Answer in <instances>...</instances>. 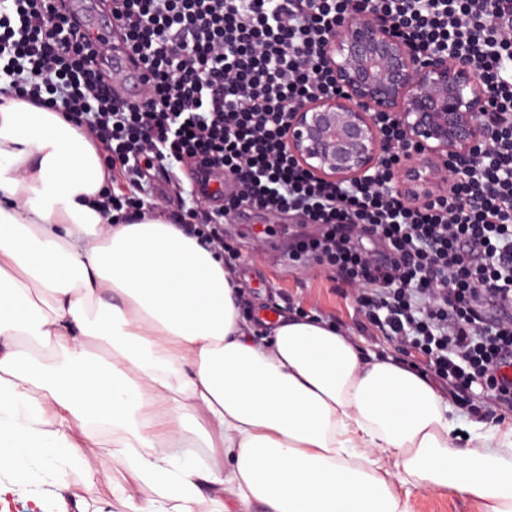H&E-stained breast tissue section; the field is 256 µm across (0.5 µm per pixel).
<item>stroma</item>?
I'll return each instance as SVG.
<instances>
[{
    "mask_svg": "<svg viewBox=\"0 0 512 512\" xmlns=\"http://www.w3.org/2000/svg\"><path fill=\"white\" fill-rule=\"evenodd\" d=\"M303 222V216L294 212L248 213L225 221L224 232L236 241L240 251L234 268L244 290L243 314L267 307L282 313L317 315L349 330L365 354L397 357V350L379 333L360 331L364 317L334 274L318 266L299 271L287 264V232L299 229ZM69 440L77 455L91 460L95 475L72 469L62 487L50 473L34 470L26 483L14 486L7 494L8 512H28L37 500L46 512H77L75 504L79 501L88 512H97L115 504L122 490L132 486L140 497L153 496L150 486L136 483L116 463L101 428L92 424L75 427ZM408 505L409 512H480L478 504L451 490L430 493L410 488Z\"/></svg>",
    "mask_w": 512,
    "mask_h": 512,
    "instance_id": "35a3bbf8",
    "label": "stroma"
}]
</instances>
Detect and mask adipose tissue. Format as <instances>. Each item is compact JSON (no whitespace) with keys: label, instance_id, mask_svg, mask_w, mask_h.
Returning <instances> with one entry per match:
<instances>
[{"label":"adipose tissue","instance_id":"obj_1","mask_svg":"<svg viewBox=\"0 0 512 512\" xmlns=\"http://www.w3.org/2000/svg\"><path fill=\"white\" fill-rule=\"evenodd\" d=\"M108 177L56 112L0 102V498L35 464L92 470L67 432L97 421L155 488L124 512H409L402 484L512 512V428L459 440L425 376L322 321L257 337L220 256L155 211L102 217Z\"/></svg>","mask_w":512,"mask_h":512}]
</instances>
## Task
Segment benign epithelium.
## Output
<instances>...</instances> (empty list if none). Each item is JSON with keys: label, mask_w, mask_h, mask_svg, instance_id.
I'll use <instances>...</instances> for the list:
<instances>
[{"label": "benign epithelium", "mask_w": 512, "mask_h": 512, "mask_svg": "<svg viewBox=\"0 0 512 512\" xmlns=\"http://www.w3.org/2000/svg\"><path fill=\"white\" fill-rule=\"evenodd\" d=\"M337 93L286 112V153L320 179L363 180L388 145L400 160L391 188L409 203L448 182L495 136L481 119L489 99L474 66L445 51L418 54L391 23L349 6L325 47Z\"/></svg>", "instance_id": "benign-epithelium-1"}]
</instances>
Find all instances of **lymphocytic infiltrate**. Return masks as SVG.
<instances>
[{"instance_id":"f902f5d3","label":"lymphocytic infiltrate","mask_w":512,"mask_h":512,"mask_svg":"<svg viewBox=\"0 0 512 512\" xmlns=\"http://www.w3.org/2000/svg\"><path fill=\"white\" fill-rule=\"evenodd\" d=\"M360 0L420 50L458 48L490 98L486 158L451 174L422 205L385 194V169L339 185L285 153L287 103L334 91L323 47L348 0H107L117 36L151 91L118 98L106 48L74 31L56 0H0V81L56 112L101 152L113 176L189 167L185 231L235 258L224 222L246 212L302 213L289 265H316L352 288L369 324L426 357L449 392L480 385L512 415V0Z\"/></svg>"}]
</instances>
